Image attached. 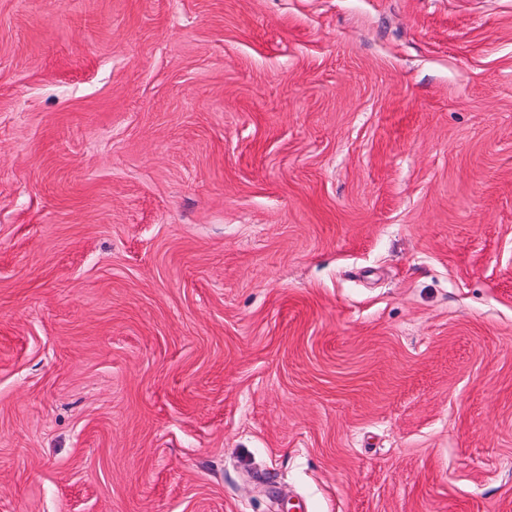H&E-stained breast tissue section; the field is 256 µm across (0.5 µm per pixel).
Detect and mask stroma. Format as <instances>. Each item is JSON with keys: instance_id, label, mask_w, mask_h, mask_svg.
Instances as JSON below:
<instances>
[{"instance_id": "1", "label": "stroma", "mask_w": 512, "mask_h": 512, "mask_svg": "<svg viewBox=\"0 0 512 512\" xmlns=\"http://www.w3.org/2000/svg\"><path fill=\"white\" fill-rule=\"evenodd\" d=\"M0 512H512V0H0Z\"/></svg>"}]
</instances>
